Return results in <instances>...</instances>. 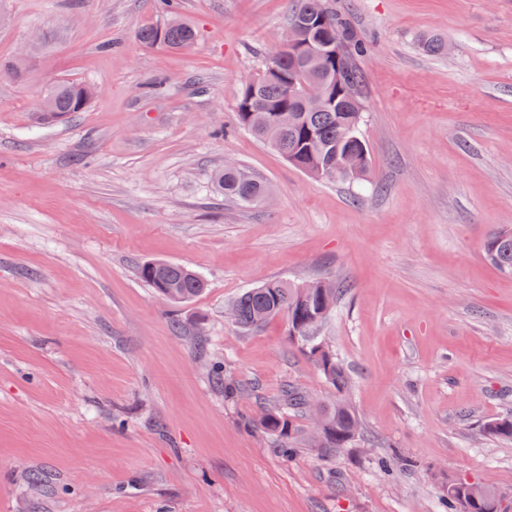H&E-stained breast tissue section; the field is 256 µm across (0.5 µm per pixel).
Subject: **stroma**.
Masks as SVG:
<instances>
[{"label":"stroma","mask_w":512,"mask_h":512,"mask_svg":"<svg viewBox=\"0 0 512 512\" xmlns=\"http://www.w3.org/2000/svg\"><path fill=\"white\" fill-rule=\"evenodd\" d=\"M186 51L144 44L160 0H0V512H446L466 479L512 506V0H326L369 48L367 176L316 179L237 126L291 0H176ZM447 44L424 53L421 38ZM85 111L43 116L52 81ZM237 164L259 204L215 181ZM199 271L174 304L137 275ZM271 280L344 284L317 334L351 377L352 447L293 457L260 425L284 385L336 391L284 317L227 309ZM233 384L236 397L224 395ZM216 179L224 197L240 203L257 204L267 192L266 184L243 168H224ZM490 260L505 272H512V225L490 234L484 242Z\"/></svg>","instance_id":"obj_1"}]
</instances>
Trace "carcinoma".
<instances>
[{
    "label": "carcinoma",
    "mask_w": 512,
    "mask_h": 512,
    "mask_svg": "<svg viewBox=\"0 0 512 512\" xmlns=\"http://www.w3.org/2000/svg\"><path fill=\"white\" fill-rule=\"evenodd\" d=\"M304 17L313 22L326 20L322 27L302 31V40L311 43L329 35L335 40L336 59L314 68L300 56L278 50L265 61L262 72L251 87L243 90L235 120L238 126L266 143L282 156L289 155V164L308 173L318 167L336 169L346 158L370 163V152L363 139L340 140L339 132L350 121L360 123L354 117L356 107L338 106L333 110L290 111L295 101L294 91L301 81L318 76L331 85L336 98H343V89L336 88V74L354 87H364V75L358 58L366 55L367 45L357 37L350 22L343 15L330 10L325 0H294L288 14V22ZM140 40L150 46H162L180 51L191 46L196 32L190 24L172 18L161 26H150L139 33ZM81 83L57 82L43 99L40 111L49 116L69 112H81L87 102L81 101ZM219 188L224 197L245 204H257L267 192L266 184L243 168L224 169L217 174ZM490 260L505 272H512V225L490 234L484 242ZM139 278L165 299L180 303L200 295L206 288L204 278L197 271L180 264L147 262L137 268ZM336 288L307 290L280 280L269 281L261 286L248 288L234 301L235 324L242 329H255L267 320L283 316L288 326L296 330L298 339L306 346L310 357L321 375L336 388V403L322 411L323 428L318 448L325 454L336 453L352 445L357 437L360 422L357 413L344 398L348 375L333 353L318 358L313 347L319 344L316 329L330 316L336 303ZM308 407L307 397L295 387L285 385L280 407L266 413L262 426L281 437L295 432L292 421L285 416L286 410L300 412ZM490 434L512 437V418L504 417L489 423ZM443 498L448 512H509L501 508L502 498L493 489L475 483L448 480L443 486Z\"/></svg>",
    "instance_id": "1"
}]
</instances>
